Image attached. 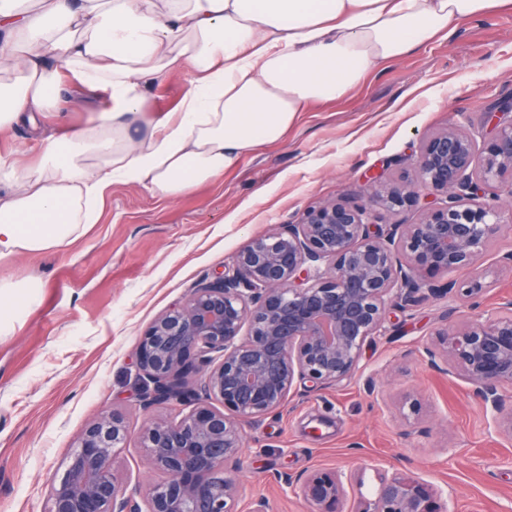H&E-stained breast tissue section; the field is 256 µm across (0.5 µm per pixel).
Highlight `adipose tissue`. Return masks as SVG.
I'll return each mask as SVG.
<instances>
[{
    "instance_id": "1",
    "label": "adipose tissue",
    "mask_w": 512,
    "mask_h": 512,
    "mask_svg": "<svg viewBox=\"0 0 512 512\" xmlns=\"http://www.w3.org/2000/svg\"><path fill=\"white\" fill-rule=\"evenodd\" d=\"M512 0H0V134L40 130L73 106L67 82L103 89L86 126L47 138L36 165L0 158V260L72 244L113 184L176 198L280 141L313 101L337 100L379 65ZM191 77L155 113L141 80ZM37 284L0 282V335Z\"/></svg>"
}]
</instances>
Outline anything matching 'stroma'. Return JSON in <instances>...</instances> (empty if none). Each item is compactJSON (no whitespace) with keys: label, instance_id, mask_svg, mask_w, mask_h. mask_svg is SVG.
<instances>
[{"label":"stroma","instance_id":"stroma-1","mask_svg":"<svg viewBox=\"0 0 512 512\" xmlns=\"http://www.w3.org/2000/svg\"><path fill=\"white\" fill-rule=\"evenodd\" d=\"M511 102L512 11L460 20L344 99L312 104L282 140L223 178L177 199L113 185L78 241L1 261L0 280L35 278L41 288L11 335H0V512H46L50 481L98 416L117 412L139 431L148 419L135 389L140 337L250 238L311 206L355 203L371 182H413L425 138L450 126L481 134L487 112ZM508 251L506 227L488 248L489 288L477 305L443 298L389 311L350 381L298 388L284 408L245 424L237 512L261 497L271 512H311L276 475L332 468L348 476L343 512L395 473L447 492L451 512H512V440L490 429L464 378L423 360L448 320L512 299V272L496 262ZM113 471L130 490L165 478L134 440Z\"/></svg>","mask_w":512,"mask_h":512}]
</instances>
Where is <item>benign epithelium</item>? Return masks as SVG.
I'll use <instances>...</instances> for the list:
<instances>
[{
	"label": "benign epithelium",
	"instance_id": "7a95c632",
	"mask_svg": "<svg viewBox=\"0 0 512 512\" xmlns=\"http://www.w3.org/2000/svg\"><path fill=\"white\" fill-rule=\"evenodd\" d=\"M493 135L449 128L426 138L416 180L362 190V201L328 202L249 240L141 336L136 384L140 405L177 406L151 420L139 447L167 478L146 492L127 491L113 472L129 434L118 413L81 434L48 512H235L242 425L281 409L293 387L323 389L360 370L363 351L385 331L390 307L428 297L474 301L489 287L484 257L502 225L512 223L500 196H512V104L487 115ZM426 201L415 224L382 227L379 211ZM458 270L462 282L442 281ZM508 312L448 321L426 348L427 365L458 372L473 388L494 432L512 439V300ZM200 372V389L186 377ZM221 403L218 409L211 401ZM277 479L312 512H342V473L322 469ZM143 495L146 508L136 500ZM356 512H448L443 492L407 474L384 477Z\"/></svg>",
	"mask_w": 512,
	"mask_h": 512
}]
</instances>
